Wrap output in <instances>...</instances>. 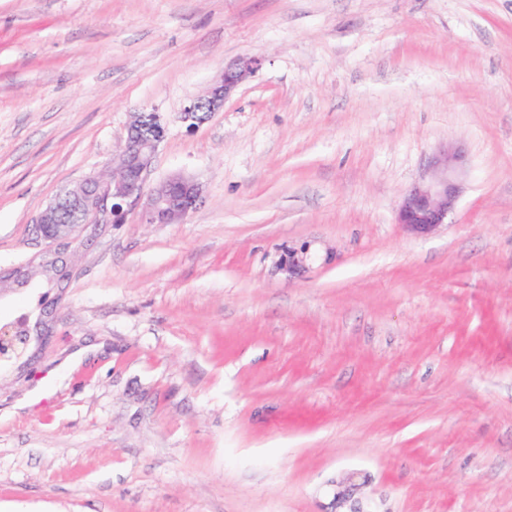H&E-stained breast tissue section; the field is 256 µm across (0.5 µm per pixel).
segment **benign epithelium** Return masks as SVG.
<instances>
[{"label":"benign epithelium","mask_w":512,"mask_h":512,"mask_svg":"<svg viewBox=\"0 0 512 512\" xmlns=\"http://www.w3.org/2000/svg\"><path fill=\"white\" fill-rule=\"evenodd\" d=\"M258 59L244 56L224 69L220 81L204 96L193 98L184 108L183 122L190 127L203 123L220 110L237 87L255 73ZM165 126L153 112H138L128 128L120 157V168L110 177L92 176L79 186L57 195L39 216L35 231L48 244L45 255L71 249L79 231L87 224H122L126 206L146 198L142 219L147 224H181L200 205L202 185L194 179L174 175L146 189V174L164 140ZM463 156L448 151L436 160L441 176L409 190L399 205L396 223L416 234H427L448 223V213L457 198L456 176ZM312 259L310 246L282 251L276 269L287 277L301 273ZM29 333L19 323H0V356L22 353Z\"/></svg>","instance_id":"7a95c632"}]
</instances>
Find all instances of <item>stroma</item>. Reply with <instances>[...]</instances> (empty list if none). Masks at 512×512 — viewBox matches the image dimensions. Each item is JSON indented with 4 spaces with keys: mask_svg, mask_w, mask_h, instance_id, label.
Wrapping results in <instances>:
<instances>
[{
    "mask_svg": "<svg viewBox=\"0 0 512 512\" xmlns=\"http://www.w3.org/2000/svg\"><path fill=\"white\" fill-rule=\"evenodd\" d=\"M138 112L147 186L203 201L0 289L2 324L54 315L0 359V512H512V0H0V268ZM451 146L455 206L413 235ZM258 66V59L244 56L229 67H225L220 81L214 84L206 95L193 98L184 108L183 122L188 123V127H196L203 123L210 114L224 106V101L242 82L255 73ZM463 156L447 151L436 160L441 176L426 185L409 190L399 205L396 223L416 234H427L440 224H447L448 213L457 198L456 176L462 167ZM312 259L310 245H302L300 248H288L283 250L276 262V269L287 277L301 273Z\"/></svg>",
    "mask_w": 512,
    "mask_h": 512,
    "instance_id": "stroma-1",
    "label": "stroma"
}]
</instances>
